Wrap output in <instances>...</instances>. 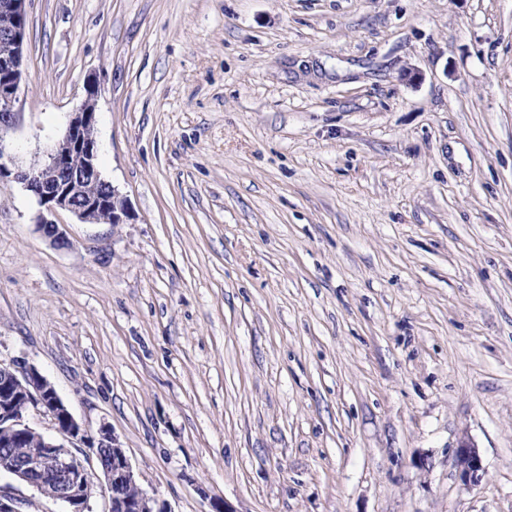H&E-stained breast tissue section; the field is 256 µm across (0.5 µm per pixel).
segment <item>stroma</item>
I'll return each mask as SVG.
<instances>
[{
  "mask_svg": "<svg viewBox=\"0 0 512 512\" xmlns=\"http://www.w3.org/2000/svg\"><path fill=\"white\" fill-rule=\"evenodd\" d=\"M91 77L134 217L0 181V359L168 512H512V0H31L23 165ZM37 229L42 237L50 243V245L58 249H66L70 246L69 239L62 224H56L45 218L40 212L37 220ZM456 467L464 485L477 484L485 476L479 452L474 444L464 441L456 448Z\"/></svg>",
  "mask_w": 512,
  "mask_h": 512,
  "instance_id": "1",
  "label": "stroma"
}]
</instances>
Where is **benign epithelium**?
I'll return each mask as SVG.
<instances>
[{
	"label": "benign epithelium",
	"mask_w": 512,
	"mask_h": 512,
	"mask_svg": "<svg viewBox=\"0 0 512 512\" xmlns=\"http://www.w3.org/2000/svg\"><path fill=\"white\" fill-rule=\"evenodd\" d=\"M29 0H0V179L22 184L39 207L49 213L65 211L83 224H101L109 214L110 224L132 219L129 204L105 180L97 165V98L94 80L86 84V97L56 134L40 165L17 163V146L11 140L19 128L15 111L23 75ZM37 229L50 245L70 246L63 225L39 215ZM33 411L51 418L53 435L33 427ZM34 441L40 450L30 455H8L3 461L12 477L37 490L51 488L50 497L63 503L67 512H91V476L75 451L90 448L104 478L109 512H167L144 490L126 451L108 426L92 432L79 423L55 386L33 364L14 358L0 359V448H17ZM461 481L477 484L485 476L479 452L464 441L455 450ZM23 502L11 487H0V512H22Z\"/></svg>",
	"instance_id": "7a95c632"
}]
</instances>
